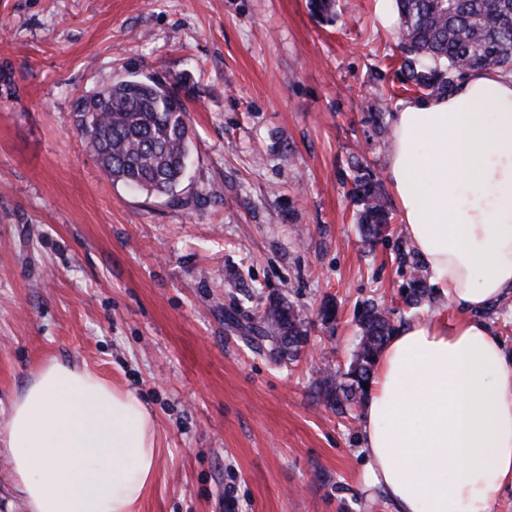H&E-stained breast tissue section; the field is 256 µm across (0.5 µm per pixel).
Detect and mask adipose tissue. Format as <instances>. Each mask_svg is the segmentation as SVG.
I'll use <instances>...</instances> for the list:
<instances>
[{"mask_svg":"<svg viewBox=\"0 0 512 512\" xmlns=\"http://www.w3.org/2000/svg\"><path fill=\"white\" fill-rule=\"evenodd\" d=\"M387 179L452 316L385 343L363 417L368 478L397 512H491L512 488V355L483 314L512 294V73L400 102ZM26 512H140L154 417L132 391L51 360L0 429Z\"/></svg>","mask_w":512,"mask_h":512,"instance_id":"1","label":"adipose tissue"}]
</instances>
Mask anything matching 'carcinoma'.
<instances>
[{"mask_svg": "<svg viewBox=\"0 0 512 512\" xmlns=\"http://www.w3.org/2000/svg\"><path fill=\"white\" fill-rule=\"evenodd\" d=\"M399 47L405 81L430 95L451 91L475 68L512 72V0H398ZM76 126L104 172L148 193L171 194L181 183L190 154L191 126L176 82L132 74L90 96L79 98ZM362 206L358 221L371 241L386 239L387 199L370 174L356 177L352 190ZM411 277L403 301L417 308L434 297L425 267L409 253ZM359 341L342 374L326 371L320 384L338 409L367 394L385 342L396 330L389 311L365 302L357 309ZM246 346L269 351L278 362L293 361L306 343L304 321L286 296L269 301L263 312L237 322Z\"/></svg>", "mask_w": 512, "mask_h": 512, "instance_id": "carcinoma-1", "label": "carcinoma"}]
</instances>
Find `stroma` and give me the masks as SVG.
Here are the masks:
<instances>
[{
    "label": "stroma",
    "mask_w": 512,
    "mask_h": 512,
    "mask_svg": "<svg viewBox=\"0 0 512 512\" xmlns=\"http://www.w3.org/2000/svg\"><path fill=\"white\" fill-rule=\"evenodd\" d=\"M309 3L0 0V425L49 359L135 392L159 447L141 512H396L367 478L363 405L337 413L318 382L347 369L362 302L398 326L449 310L402 300L396 199L371 245L350 195L386 183L415 91L376 0L329 21ZM132 71L178 81L182 205L112 181L75 126L79 97ZM281 293L308 340L278 364L227 311Z\"/></svg>",
    "instance_id": "stroma-1"
}]
</instances>
